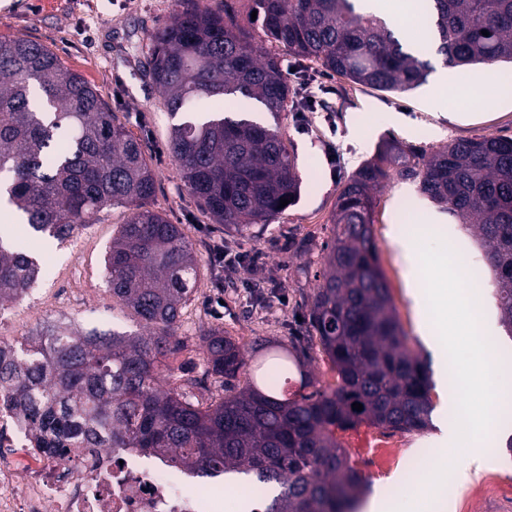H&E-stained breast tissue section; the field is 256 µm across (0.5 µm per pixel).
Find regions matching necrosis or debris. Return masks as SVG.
Returning a JSON list of instances; mask_svg holds the SVG:
<instances>
[{
    "label": "necrosis or debris",
    "mask_w": 512,
    "mask_h": 512,
    "mask_svg": "<svg viewBox=\"0 0 512 512\" xmlns=\"http://www.w3.org/2000/svg\"><path fill=\"white\" fill-rule=\"evenodd\" d=\"M31 420L0 390V512H218L169 465L133 448L48 455Z\"/></svg>",
    "instance_id": "necrosis-or-debris-1"
}]
</instances>
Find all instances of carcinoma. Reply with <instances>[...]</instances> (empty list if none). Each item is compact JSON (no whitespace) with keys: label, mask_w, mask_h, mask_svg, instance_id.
Returning <instances> with one entry per match:
<instances>
[{"label":"carcinoma","mask_w":512,"mask_h":512,"mask_svg":"<svg viewBox=\"0 0 512 512\" xmlns=\"http://www.w3.org/2000/svg\"><path fill=\"white\" fill-rule=\"evenodd\" d=\"M358 0H180L149 36L143 72L171 115L169 149L189 192L224 229L241 236L269 224L293 200L300 177L277 126L248 116L259 103L273 118L304 109L288 85L281 50L328 74L402 94L433 69L385 20ZM252 31L240 24L246 14ZM436 53L451 67L512 63V0H423ZM489 35H482V31ZM238 112H204L208 100ZM412 180L456 223L473 230L512 335V139L456 140L430 153L391 142L341 186L331 236L309 309L305 343L250 349L224 330L203 331L209 371L224 394L204 404L183 386L164 387L165 358L200 267L182 227L149 208L157 179L143 145L81 75L44 44L0 37V180L27 233L59 242L95 223L108 206L128 209L106 253L112 300L139 332L67 331L33 347L0 349V387L45 432L136 448L193 476H236L272 489L264 512H351L364 482L336 430L362 422L402 432L428 428L426 369L398 322L372 225L375 192ZM38 260L0 238V304L26 293ZM329 362L321 384L312 350ZM265 359L259 379L246 354ZM294 365L293 394L270 379ZM311 389L308 394L305 389ZM363 410L352 409L353 403Z\"/></svg>","instance_id":"obj_1"}]
</instances>
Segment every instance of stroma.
<instances>
[{
  "label": "stroma",
  "instance_id": "stroma-1",
  "mask_svg": "<svg viewBox=\"0 0 512 512\" xmlns=\"http://www.w3.org/2000/svg\"><path fill=\"white\" fill-rule=\"evenodd\" d=\"M178 9V0H0V36H24L48 46L98 91L143 144L157 178L151 206L181 225L200 260L199 278L180 321L184 346L168 355L166 362L197 378L194 392L206 402L221 395L222 379L205 369L200 341L204 329L222 327L225 335L247 346L268 340L284 343L301 333L336 196L349 175L373 159L390 138L426 151L453 140L512 138V97L491 106L480 101L448 106L440 99L439 81H447L454 89L461 82L478 81L485 69L447 67L437 56L427 83L406 94L321 75L310 87L314 105L303 112L283 113L277 120L296 157L299 192L272 223L253 226L244 240L225 232L188 191L168 148L173 120L163 108L159 90L141 68L150 33ZM404 203L433 226L432 241H448L470 259H483L484 253L462 225L419 192L415 182L395 179L379 191L373 224L379 264L398 321L434 376L444 366L445 355L428 347L420 333L419 317L392 244L394 234L409 230L399 212ZM127 215L126 208L111 206L96 223L64 243L28 242L43 271L35 295L51 303L79 289L75 323L79 331L139 329L136 317L113 302L104 271L106 252ZM217 242L232 253L258 255L256 267L272 271V284L264 292L250 294L247 284L255 278L254 267L230 269L215 261L211 248ZM219 297L224 300L220 307L215 304ZM511 435L512 411L497 416L488 435L492 452L474 464L463 481L452 476L455 458L438 453V426L392 433L364 422L338 432L337 438L369 494L390 502L395 512H413L411 489L425 477L430 480L424 490L428 512H453L456 499L466 495L472 512H512V451L505 446ZM389 437L406 451L403 461L394 466L382 464L375 447L376 441Z\"/></svg>",
  "mask_w": 512,
  "mask_h": 512
}]
</instances>
